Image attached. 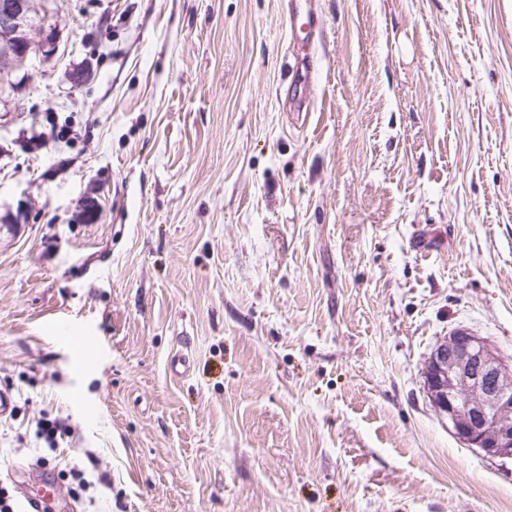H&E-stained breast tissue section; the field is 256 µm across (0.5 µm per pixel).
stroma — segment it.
I'll list each match as a JSON object with an SVG mask.
<instances>
[{
  "instance_id": "obj_1",
  "label": "stroma",
  "mask_w": 512,
  "mask_h": 512,
  "mask_svg": "<svg viewBox=\"0 0 512 512\" xmlns=\"http://www.w3.org/2000/svg\"><path fill=\"white\" fill-rule=\"evenodd\" d=\"M285 4L52 0L0 84L13 494L84 512L76 464L95 512H512L423 377L457 327L512 361V0H314L306 85Z\"/></svg>"
}]
</instances>
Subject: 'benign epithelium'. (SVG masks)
Wrapping results in <instances>:
<instances>
[{"instance_id":"7a95c632","label":"benign epithelium","mask_w":512,"mask_h":512,"mask_svg":"<svg viewBox=\"0 0 512 512\" xmlns=\"http://www.w3.org/2000/svg\"><path fill=\"white\" fill-rule=\"evenodd\" d=\"M0 0V58L22 66L31 51V34L46 28L48 4ZM427 396L448 419V430L487 458L512 457V363L468 331L438 343L424 368Z\"/></svg>"}]
</instances>
